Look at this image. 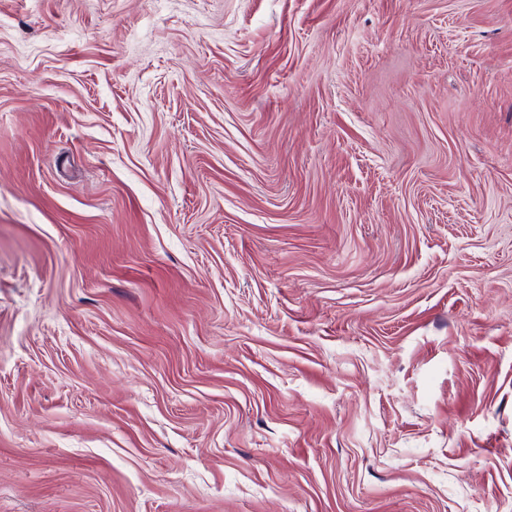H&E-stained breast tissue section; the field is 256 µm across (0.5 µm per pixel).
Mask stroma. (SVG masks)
Here are the masks:
<instances>
[{"mask_svg":"<svg viewBox=\"0 0 512 512\" xmlns=\"http://www.w3.org/2000/svg\"><path fill=\"white\" fill-rule=\"evenodd\" d=\"M0 512H512V0H0Z\"/></svg>","mask_w":512,"mask_h":512,"instance_id":"stroma-1","label":"stroma"}]
</instances>
